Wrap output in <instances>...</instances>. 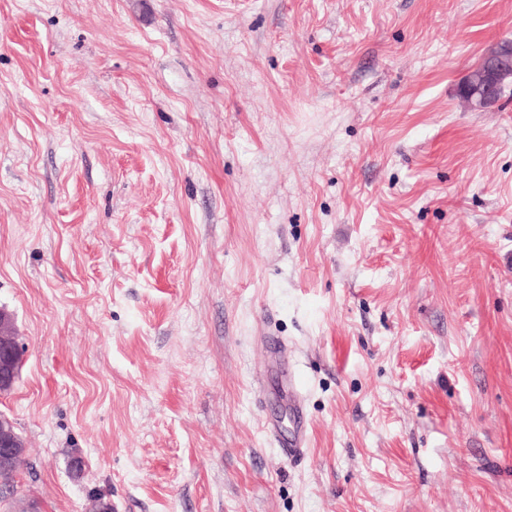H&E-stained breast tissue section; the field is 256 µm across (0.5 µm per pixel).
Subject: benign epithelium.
Returning a JSON list of instances; mask_svg holds the SVG:
<instances>
[{"instance_id":"obj_1","label":"benign epithelium","mask_w":512,"mask_h":512,"mask_svg":"<svg viewBox=\"0 0 512 512\" xmlns=\"http://www.w3.org/2000/svg\"><path fill=\"white\" fill-rule=\"evenodd\" d=\"M512 85V39L504 38L489 49L465 76L459 94L472 109L494 104L506 87ZM21 352L11 336V319L0 312V393L10 391L19 377ZM25 444L13 430L12 421L0 416V469L15 466L24 453Z\"/></svg>"}]
</instances>
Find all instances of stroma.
<instances>
[{
  "instance_id": "35a3bbf8",
  "label": "stroma",
  "mask_w": 512,
  "mask_h": 512,
  "mask_svg": "<svg viewBox=\"0 0 512 512\" xmlns=\"http://www.w3.org/2000/svg\"><path fill=\"white\" fill-rule=\"evenodd\" d=\"M503 37L512 0H0V512H512V87L459 97ZM11 319L0 312V393L10 391L19 377L21 352L11 336ZM295 424H294V434L288 438V440L284 442H280L276 439V441L279 443L281 448H283V451L288 453V455H291L292 453L297 452L298 448H302L305 441V431H306V424L305 420L303 418V412L302 407L295 397ZM16 432V429H15ZM13 430L12 421L6 416H0V469H9L11 471L0 473L1 485L8 488L9 493L14 488L15 477L19 469L27 464L26 459H22L14 468L18 459L23 455L25 444ZM14 468V469H13Z\"/></svg>"
}]
</instances>
